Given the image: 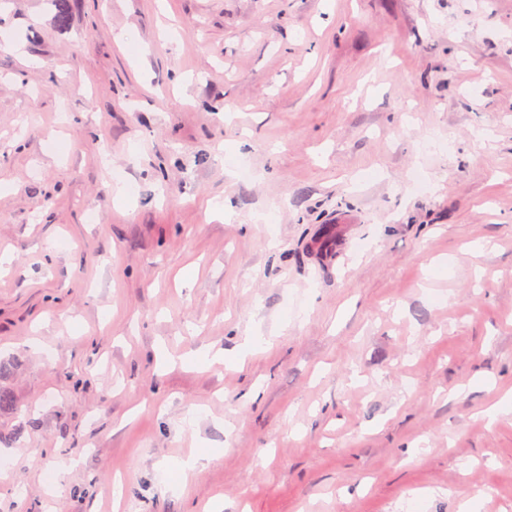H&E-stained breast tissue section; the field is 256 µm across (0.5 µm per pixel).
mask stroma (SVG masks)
Returning <instances> with one entry per match:
<instances>
[{"label":"stroma","mask_w":512,"mask_h":512,"mask_svg":"<svg viewBox=\"0 0 512 512\" xmlns=\"http://www.w3.org/2000/svg\"><path fill=\"white\" fill-rule=\"evenodd\" d=\"M4 250L0 512H512V0H0Z\"/></svg>","instance_id":"obj_1"}]
</instances>
